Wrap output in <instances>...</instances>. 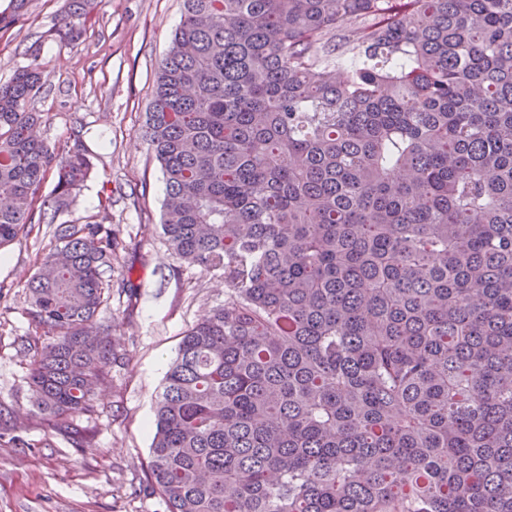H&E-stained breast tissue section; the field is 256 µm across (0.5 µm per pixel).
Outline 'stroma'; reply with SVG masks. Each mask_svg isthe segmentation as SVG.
I'll return each instance as SVG.
<instances>
[{
  "instance_id": "stroma-1",
  "label": "stroma",
  "mask_w": 512,
  "mask_h": 512,
  "mask_svg": "<svg viewBox=\"0 0 512 512\" xmlns=\"http://www.w3.org/2000/svg\"><path fill=\"white\" fill-rule=\"evenodd\" d=\"M67 9L68 0H26L21 10L0 0V84L42 63L28 102L43 115L39 136L59 157L77 138L87 149L92 170L55 222H100L123 243L97 316L116 359L92 412L73 420L82 445L33 409L30 361L46 338L29 324L25 285L51 228L19 231L0 248V512H165L147 479L155 396L185 331L230 292L222 276L172 253L161 230L165 182L143 137L183 0H100L72 38L60 33Z\"/></svg>"
}]
</instances>
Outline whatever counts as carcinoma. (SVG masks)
<instances>
[{"label":"carcinoma","instance_id":"obj_1","mask_svg":"<svg viewBox=\"0 0 512 512\" xmlns=\"http://www.w3.org/2000/svg\"><path fill=\"white\" fill-rule=\"evenodd\" d=\"M40 81L0 84V247L91 171L39 139ZM145 134L170 249L232 290L155 399L167 512H512V0H184ZM117 246L58 224L35 261L50 420L112 366Z\"/></svg>","mask_w":512,"mask_h":512}]
</instances>
